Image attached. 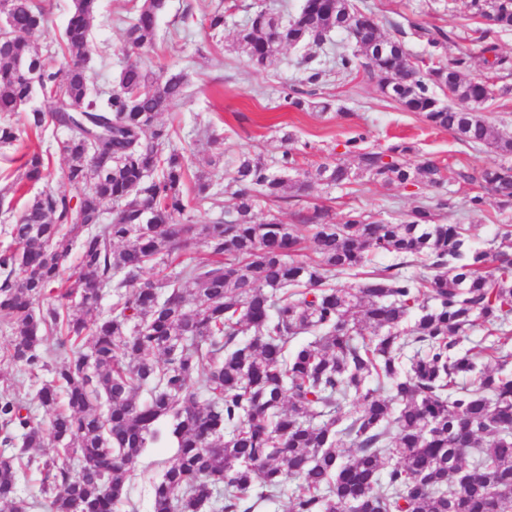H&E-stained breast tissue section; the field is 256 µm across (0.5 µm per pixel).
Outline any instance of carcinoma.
Segmentation results:
<instances>
[{
  "label": "carcinoma",
  "instance_id": "1",
  "mask_svg": "<svg viewBox=\"0 0 512 512\" xmlns=\"http://www.w3.org/2000/svg\"><path fill=\"white\" fill-rule=\"evenodd\" d=\"M165 7L132 6L125 60L116 85L102 90L87 67L99 0H73L46 52L35 41L48 28L45 0H0V150L24 133L62 130L63 177L80 189L74 197L48 186L27 199L0 252L7 359L38 383L36 402L49 414L45 425L31 402L0 393V503L9 512H137L126 480L144 448L165 436L178 454L152 481L151 512H256L289 480L304 487L289 512H512V374L480 365L512 359V225H500L492 252L463 225L438 222L441 199L396 224L361 212L337 224L320 207L300 227L274 215L255 221L259 203L288 201L300 173L338 188L478 180L505 211L512 163L476 178L405 142L369 148L362 132L343 142L353 166L329 156L302 173L288 148L275 173L244 153L227 176L222 214L196 224L191 211L210 197L212 178L190 176L185 149L172 144L176 130L159 122L188 96L186 73H157L142 55L157 43ZM466 8L476 27L447 62L448 34L411 19L406 30L393 25L394 49L368 56L364 49L386 38L383 21L351 0H304L289 17L260 4L236 45L262 67L284 47L321 46L352 16L336 74L362 71L431 126L512 157V135L480 113L512 87L464 78L477 53L493 72L512 73L496 43L512 31V0ZM205 23L221 37L225 11ZM408 33L429 47L421 65L399 40ZM37 94L47 109H27ZM303 94L284 88L298 111L329 109ZM20 112L21 128L8 121ZM25 157L15 194L55 178L50 154ZM304 227L314 256L303 259ZM195 246L207 257L191 256ZM379 254L394 263L353 289L336 287ZM415 260L429 273L403 272ZM149 267L172 271L154 282L143 279ZM106 294L112 305L100 314ZM476 330L484 336L465 347ZM49 336L59 364L43 349ZM50 444L64 457L35 455ZM31 471L38 485L22 495L19 478Z\"/></svg>",
  "mask_w": 512,
  "mask_h": 512
}]
</instances>
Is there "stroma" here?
<instances>
[{"mask_svg":"<svg viewBox=\"0 0 512 512\" xmlns=\"http://www.w3.org/2000/svg\"><path fill=\"white\" fill-rule=\"evenodd\" d=\"M230 9L231 26L222 39H212L203 18L216 2ZM255 0H167L159 18L161 38L148 57L154 68L186 69L192 94L170 112L163 121L173 124L179 133L177 146L186 150L193 171H210L212 166L231 165L239 154L261 156L269 166H276L286 145L284 132L295 134L298 142L311 143L310 153L300 156L302 169H312L321 154L342 153L343 143L353 133L362 132L371 147L406 141L420 153L440 164L472 172L500 163L501 155L488 148L472 149L456 136L428 125L418 114L404 111L383 98L365 74L348 77L329 75L321 82L304 84L306 75L302 50L281 49L265 67L250 65L236 48L235 23L244 21ZM360 10L383 17L384 32L393 25L413 19L427 27H438L451 37L466 35L471 23L465 20L466 0H352ZM132 0H101L100 12L93 24L94 41L89 66L98 74L102 89L112 88L124 60L125 27ZM192 18H184V9ZM303 86L312 100L329 102L327 111L299 112L290 107L283 87ZM478 184L449 182L443 188L385 187L368 183L352 188H334L310 184L305 192L277 205L259 204L257 221L276 213L286 224L300 223L308 207H331L335 221H343L357 211L395 222L419 202L438 198L448 205L439 212L440 222L462 224L472 241L487 246L494 239L499 223L512 217V210L499 211L496 201H489L485 211L473 212L466 205L468 194L478 191ZM177 451L174 442L145 448L129 475L128 489L138 512H150V483Z\"/></svg>","mask_w":512,"mask_h":512,"instance_id":"obj_1","label":"stroma"}]
</instances>
